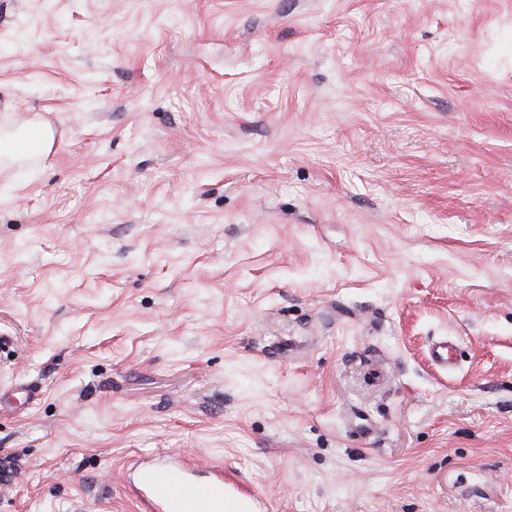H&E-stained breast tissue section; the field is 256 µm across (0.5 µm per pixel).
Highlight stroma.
<instances>
[{"instance_id": "1", "label": "stroma", "mask_w": 512, "mask_h": 512, "mask_svg": "<svg viewBox=\"0 0 512 512\" xmlns=\"http://www.w3.org/2000/svg\"><path fill=\"white\" fill-rule=\"evenodd\" d=\"M0 512H512V0H0ZM462 341L458 368L428 355ZM53 144L50 129H39L27 136L23 131L0 138V156L7 158L43 155L49 153ZM148 457L153 463L138 468L132 491L149 512H225L236 502L246 503L249 512L259 509L254 497L224 476L223 466L200 467L186 458L169 461L160 454ZM201 476L207 480L201 481Z\"/></svg>"}]
</instances>
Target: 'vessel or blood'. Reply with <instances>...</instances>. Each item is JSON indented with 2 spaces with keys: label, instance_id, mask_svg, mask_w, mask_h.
<instances>
[{
  "label": "vessel or blood",
  "instance_id": "obj_1",
  "mask_svg": "<svg viewBox=\"0 0 512 512\" xmlns=\"http://www.w3.org/2000/svg\"><path fill=\"white\" fill-rule=\"evenodd\" d=\"M133 493L147 512H227L236 502L246 503L248 512L259 509L254 497L225 476L223 466L201 467L159 454L153 455L151 465L138 468Z\"/></svg>",
  "mask_w": 512,
  "mask_h": 512
}]
</instances>
